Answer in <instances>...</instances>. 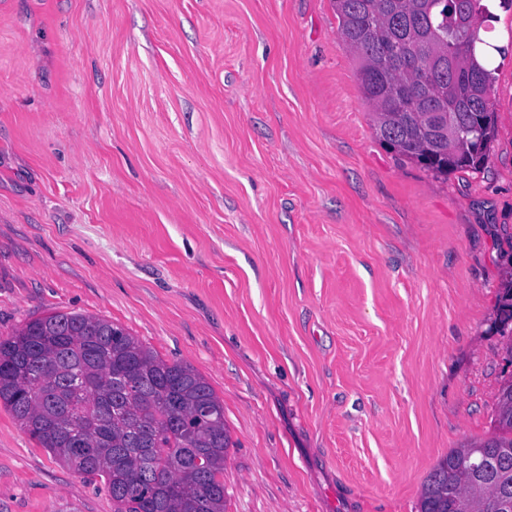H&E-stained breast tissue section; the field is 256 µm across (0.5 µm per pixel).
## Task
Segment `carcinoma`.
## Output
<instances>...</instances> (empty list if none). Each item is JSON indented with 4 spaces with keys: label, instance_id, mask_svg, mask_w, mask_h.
<instances>
[{
    "label": "carcinoma",
    "instance_id": "1",
    "mask_svg": "<svg viewBox=\"0 0 512 512\" xmlns=\"http://www.w3.org/2000/svg\"><path fill=\"white\" fill-rule=\"evenodd\" d=\"M333 2L378 139L437 175L484 168L497 130L484 0ZM499 302L512 337V265ZM497 399L494 435L439 461L420 512H512V378ZM0 403L62 462L103 479L114 512H226L224 402L119 324L55 311L1 336Z\"/></svg>",
    "mask_w": 512,
    "mask_h": 512
}]
</instances>
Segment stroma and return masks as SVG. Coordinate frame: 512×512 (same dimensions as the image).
<instances>
[{
    "instance_id": "obj_1",
    "label": "stroma",
    "mask_w": 512,
    "mask_h": 512,
    "mask_svg": "<svg viewBox=\"0 0 512 512\" xmlns=\"http://www.w3.org/2000/svg\"><path fill=\"white\" fill-rule=\"evenodd\" d=\"M491 10L489 161L435 178L378 140L332 0H0V337L74 311L193 366L227 512H419L512 376ZM0 512L112 498L0 406ZM511 247V265L504 271L502 278V288L499 292V302L501 309V336H510L508 346L510 357L512 358V326L508 328L509 322L512 324V235H510ZM503 316V317H502Z\"/></svg>"
}]
</instances>
